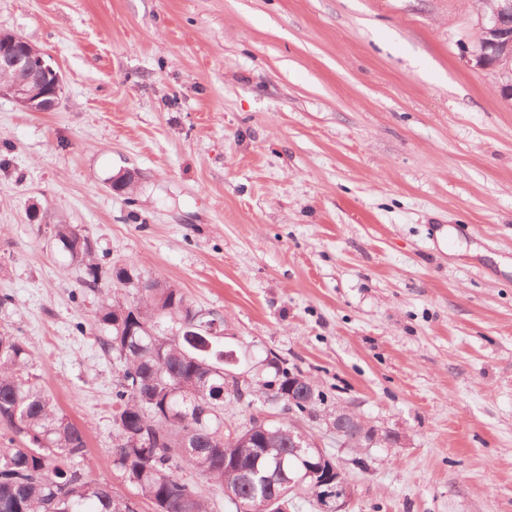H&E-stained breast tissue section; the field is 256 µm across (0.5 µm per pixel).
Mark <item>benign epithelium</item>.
I'll return each mask as SVG.
<instances>
[{"mask_svg": "<svg viewBox=\"0 0 512 512\" xmlns=\"http://www.w3.org/2000/svg\"><path fill=\"white\" fill-rule=\"evenodd\" d=\"M481 37L476 64L512 67V0H494L491 10L480 13ZM0 74L8 81L0 83V95H8L33 112H50L61 99L62 79L42 51H36L25 38L0 33ZM327 427L336 433L343 445H348L344 427L356 424L362 433L376 441L381 430L364 423L348 409L323 415Z\"/></svg>", "mask_w": 512, "mask_h": 512, "instance_id": "benign-epithelium-1", "label": "benign epithelium"}]
</instances>
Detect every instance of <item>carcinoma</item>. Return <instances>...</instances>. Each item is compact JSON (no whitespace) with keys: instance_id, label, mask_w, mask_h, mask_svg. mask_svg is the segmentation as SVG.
Returning a JSON list of instances; mask_svg holds the SVG:
<instances>
[{"instance_id":"1","label":"carcinoma","mask_w":512,"mask_h":512,"mask_svg":"<svg viewBox=\"0 0 512 512\" xmlns=\"http://www.w3.org/2000/svg\"><path fill=\"white\" fill-rule=\"evenodd\" d=\"M77 231L55 225L59 247L82 272L91 290L99 289L102 265L91 240L72 247ZM112 285L128 299L102 298L95 312L101 349L112 355L124 381L112 391V426L119 441L112 467L149 502L154 512H208L203 486L224 487L225 512H249L257 502L272 501L288 490L276 472L305 477L303 496L313 512H324L325 498L351 487L324 485L310 466L327 468L334 455L314 449L294 453L295 424L280 418L265 426L257 418L224 432V351L208 346L206 325L223 320L200 312L180 289L134 269L112 267ZM33 355L17 337L0 335V425L11 433L0 448V512H128L129 503L112 486L83 467L88 452L85 431L61 415L49 395L31 382ZM264 375L253 377L226 396L247 407L282 406L301 419H315L325 404L322 392H309L279 358L266 361ZM142 434L126 447L123 432ZM255 468V481H238L236 470Z\"/></svg>"}]
</instances>
